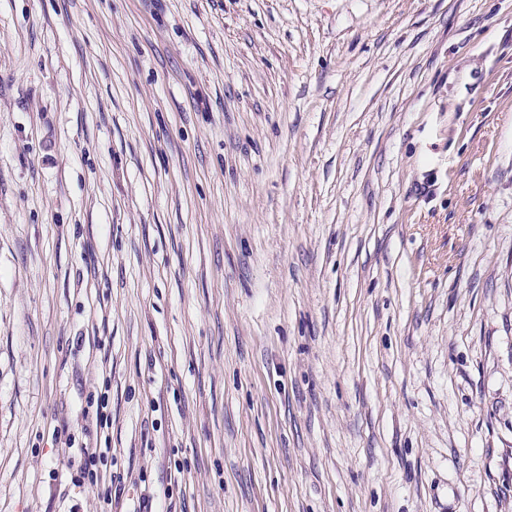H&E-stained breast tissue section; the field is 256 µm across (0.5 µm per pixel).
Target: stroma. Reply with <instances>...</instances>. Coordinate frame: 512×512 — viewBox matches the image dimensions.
<instances>
[{"instance_id": "obj_1", "label": "stroma", "mask_w": 512, "mask_h": 512, "mask_svg": "<svg viewBox=\"0 0 512 512\" xmlns=\"http://www.w3.org/2000/svg\"><path fill=\"white\" fill-rule=\"evenodd\" d=\"M144 496L512 512V0H0V512ZM106 451H101V448H80L81 460L76 470L72 468L70 471L68 467V475L70 476V482L73 486L87 487L90 489H104L105 497L103 501L108 503L112 500V488L116 484H121L123 477L117 472L107 470L103 472L102 466H104L102 458L106 455L110 448H105ZM115 486V492L117 490Z\"/></svg>"}]
</instances>
